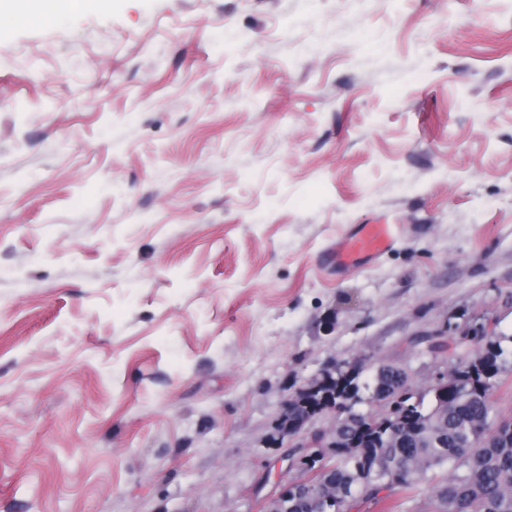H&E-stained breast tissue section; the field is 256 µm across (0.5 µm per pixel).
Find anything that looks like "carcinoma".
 Returning <instances> with one entry per match:
<instances>
[{"instance_id":"carcinoma-1","label":"carcinoma","mask_w":512,"mask_h":512,"mask_svg":"<svg viewBox=\"0 0 512 512\" xmlns=\"http://www.w3.org/2000/svg\"><path fill=\"white\" fill-rule=\"evenodd\" d=\"M481 345L478 357L491 361L495 370L474 366L476 359L462 353L467 343L436 344L437 356L448 355L453 373L448 377V407L438 409L411 430L379 435L381 417L370 411L352 418L341 434L353 425H365L378 435L379 443L368 441L360 448L338 452L329 473L336 488L356 481L364 500L383 506L394 495L412 502L410 512H512V420L498 417L493 388L508 351L497 336H472ZM372 372L366 376V372ZM356 375L355 394L364 403H391L396 389L411 391L408 372L392 363L374 364ZM405 465L401 481L373 482L369 472L390 460ZM429 496L420 498L421 489ZM318 493L302 487L299 512H321Z\"/></svg>"}]
</instances>
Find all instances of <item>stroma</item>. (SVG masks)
Masks as SVG:
<instances>
[{
  "label": "stroma",
  "mask_w": 512,
  "mask_h": 512,
  "mask_svg": "<svg viewBox=\"0 0 512 512\" xmlns=\"http://www.w3.org/2000/svg\"><path fill=\"white\" fill-rule=\"evenodd\" d=\"M362 224L390 246L337 267ZM512 336V0H109L0 32V512H263L289 392Z\"/></svg>",
  "instance_id": "1"
}]
</instances>
